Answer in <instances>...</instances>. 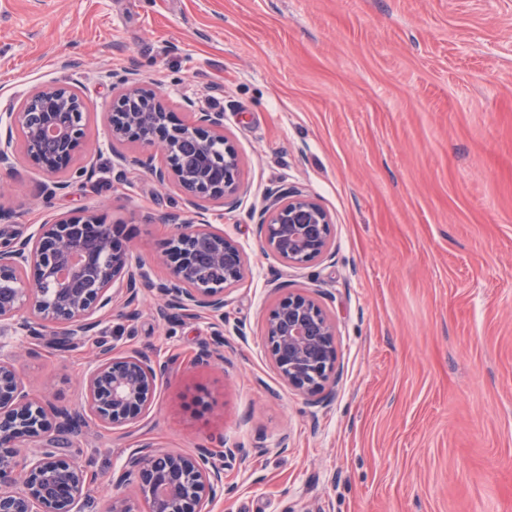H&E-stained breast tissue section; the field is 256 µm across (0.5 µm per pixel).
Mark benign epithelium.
Here are the masks:
<instances>
[{"instance_id":"benign-epithelium-1","label":"benign epithelium","mask_w":512,"mask_h":512,"mask_svg":"<svg viewBox=\"0 0 512 512\" xmlns=\"http://www.w3.org/2000/svg\"><path fill=\"white\" fill-rule=\"evenodd\" d=\"M123 92L110 113V139L155 146L163 156L134 160L156 182H173L185 193L186 207L201 200L240 201V160L220 134L223 123L205 112L197 123L167 127L169 113L157 92L132 73L118 77ZM80 99L66 85H48L19 107L0 113V168H14L16 151L57 171L56 161L70 160L87 142ZM23 132L21 144L14 129ZM192 137L200 160L190 169L177 163L182 139ZM174 234L164 256L168 277L160 282L128 247L112 242L110 226L88 211L59 216L28 232L0 231V512H81L87 489V466L71 460L52 444L51 433H76L91 418L120 429L144 417L154 403L166 362L140 350L118 352L99 326L116 308L136 313L139 294L151 288L172 309L204 311L226 320L227 287L244 275L238 243L213 224L171 215ZM329 213L296 187L271 190L259 212L265 250L295 265L331 258ZM33 277H28V271ZM55 328L62 340L95 337L96 355L83 377L85 401L59 408L26 390L15 367L16 349ZM335 326L320 303L305 292L284 290L270 309L265 328L268 354L283 382L312 399L334 379ZM224 344V337L202 345L194 362L203 365ZM199 450L192 454L161 452L150 444L132 451L122 477L135 479L150 512H207L224 495V460Z\"/></svg>"}]
</instances>
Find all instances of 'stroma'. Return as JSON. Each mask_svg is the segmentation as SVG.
I'll use <instances>...</instances> for the list:
<instances>
[{"mask_svg": "<svg viewBox=\"0 0 512 512\" xmlns=\"http://www.w3.org/2000/svg\"><path fill=\"white\" fill-rule=\"evenodd\" d=\"M135 71L184 122L219 113L241 161L235 210L205 205L241 247L220 356L204 315L139 313L103 328L120 350L166 361L147 415L55 443L93 479L83 512H108L142 444L227 463L210 512H512V0H0V106L65 84L85 103L90 151L57 177L27 157L0 171V211L28 230L94 209L153 279L182 193L146 172L116 183L144 145L106 140ZM299 186L329 212L333 255H267L268 190ZM314 294L336 326V381L320 402L279 378L263 325L279 288ZM93 339L53 336L17 362L26 388L79 406Z\"/></svg>", "mask_w": 512, "mask_h": 512, "instance_id": "obj_1", "label": "stroma"}]
</instances>
